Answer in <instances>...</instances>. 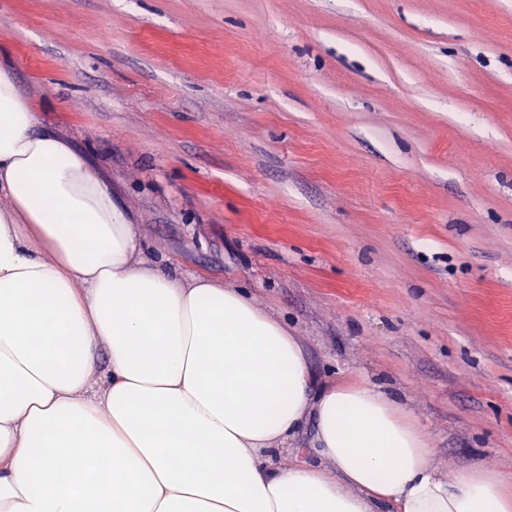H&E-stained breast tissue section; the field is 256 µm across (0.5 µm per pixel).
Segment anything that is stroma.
I'll return each instance as SVG.
<instances>
[{
  "mask_svg": "<svg viewBox=\"0 0 512 512\" xmlns=\"http://www.w3.org/2000/svg\"><path fill=\"white\" fill-rule=\"evenodd\" d=\"M0 50L148 259L512 479V0H0Z\"/></svg>",
  "mask_w": 512,
  "mask_h": 512,
  "instance_id": "stroma-1",
  "label": "stroma"
}]
</instances>
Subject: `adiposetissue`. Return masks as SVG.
<instances>
[{
	"label": "adipose tissue",
	"instance_id": "obj_1",
	"mask_svg": "<svg viewBox=\"0 0 512 512\" xmlns=\"http://www.w3.org/2000/svg\"><path fill=\"white\" fill-rule=\"evenodd\" d=\"M0 512H512L400 402L315 389L241 290L149 261L110 182L0 62ZM319 463L275 456L306 423Z\"/></svg>",
	"mask_w": 512,
	"mask_h": 512
}]
</instances>
